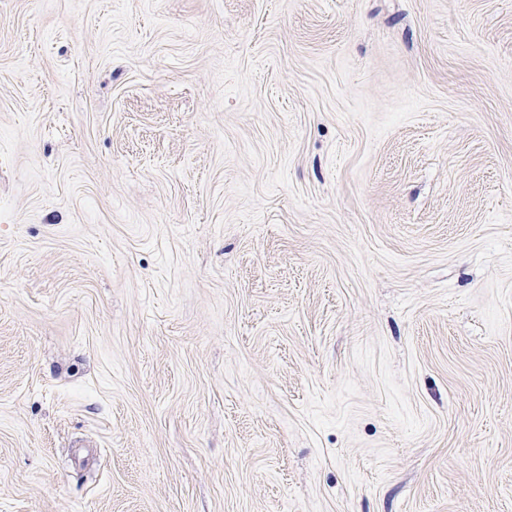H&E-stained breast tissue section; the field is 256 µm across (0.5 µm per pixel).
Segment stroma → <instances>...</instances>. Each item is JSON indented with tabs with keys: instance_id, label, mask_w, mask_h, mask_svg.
<instances>
[{
	"instance_id": "1",
	"label": "stroma",
	"mask_w": 512,
	"mask_h": 512,
	"mask_svg": "<svg viewBox=\"0 0 512 512\" xmlns=\"http://www.w3.org/2000/svg\"><path fill=\"white\" fill-rule=\"evenodd\" d=\"M0 512H512V0H0Z\"/></svg>"
}]
</instances>
